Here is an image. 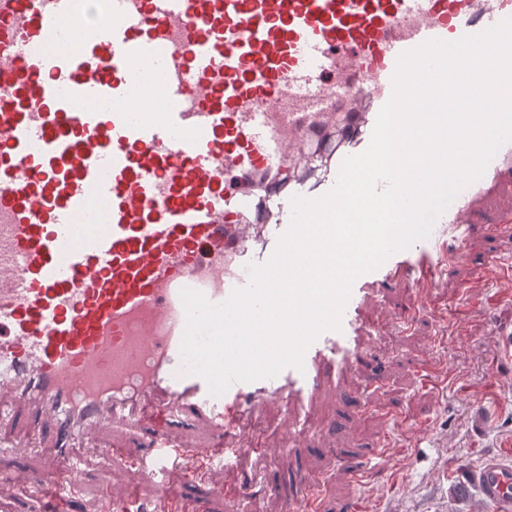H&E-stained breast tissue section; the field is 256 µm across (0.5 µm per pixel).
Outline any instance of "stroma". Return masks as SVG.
Here are the masks:
<instances>
[{"mask_svg": "<svg viewBox=\"0 0 512 512\" xmlns=\"http://www.w3.org/2000/svg\"><path fill=\"white\" fill-rule=\"evenodd\" d=\"M491 248L476 236L470 260L433 288L430 307L411 326L399 322L401 307L417 299L408 282L395 281L382 303L369 305L378 344L356 371L357 392L317 407L326 437L230 469L210 464L198 478L184 463L169 472L168 490L193 499L197 512H282L294 475L304 472L319 483L318 512H494L477 491L454 493L488 456L512 454V282L477 270ZM466 282L473 289L464 298L459 287ZM150 443L147 433L110 426L80 441L76 485L48 512H108L112 502L136 512L156 487L111 448L142 452ZM43 454L38 447L0 453V512H39L41 491L26 475ZM353 468L360 481L350 478ZM246 483L256 487L255 502L221 494Z\"/></svg>", "mask_w": 512, "mask_h": 512, "instance_id": "obj_1", "label": "stroma"}]
</instances>
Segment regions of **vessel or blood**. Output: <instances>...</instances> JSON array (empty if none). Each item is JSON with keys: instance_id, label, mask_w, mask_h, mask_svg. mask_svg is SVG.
<instances>
[{"instance_id": "obj_1", "label": "vessel or blood", "mask_w": 512, "mask_h": 512, "mask_svg": "<svg viewBox=\"0 0 512 512\" xmlns=\"http://www.w3.org/2000/svg\"><path fill=\"white\" fill-rule=\"evenodd\" d=\"M512 19V0H0V425L50 436L29 479L44 499L74 484L73 442L115 423L155 432L144 474L192 457L234 466L263 455L246 429L269 404L302 444L310 409L346 379L367 299L398 279L419 306L466 261L474 225L512 236V142L462 190L431 235L358 277L341 331L303 369L220 395L179 375L183 289L214 304L272 256L290 200L318 198L364 151L392 95L399 55ZM154 113H146V104ZM217 433L197 447L183 413ZM472 479L512 512V459ZM312 478L282 512H308Z\"/></svg>"}]
</instances>
